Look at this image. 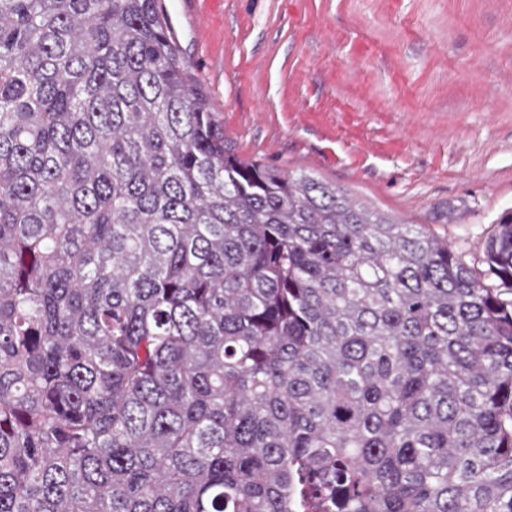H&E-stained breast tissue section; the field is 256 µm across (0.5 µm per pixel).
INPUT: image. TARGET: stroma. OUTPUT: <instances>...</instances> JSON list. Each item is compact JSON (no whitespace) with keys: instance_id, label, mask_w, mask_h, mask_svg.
Wrapping results in <instances>:
<instances>
[{"instance_id":"1","label":"stroma","mask_w":512,"mask_h":512,"mask_svg":"<svg viewBox=\"0 0 512 512\" xmlns=\"http://www.w3.org/2000/svg\"><path fill=\"white\" fill-rule=\"evenodd\" d=\"M225 146L480 258L512 208V0H163Z\"/></svg>"}]
</instances>
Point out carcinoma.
Wrapping results in <instances>:
<instances>
[{
	"label": "carcinoma",
	"mask_w": 512,
	"mask_h": 512,
	"mask_svg": "<svg viewBox=\"0 0 512 512\" xmlns=\"http://www.w3.org/2000/svg\"><path fill=\"white\" fill-rule=\"evenodd\" d=\"M162 0H0V512H512L479 266L224 148Z\"/></svg>",
	"instance_id": "1"
}]
</instances>
